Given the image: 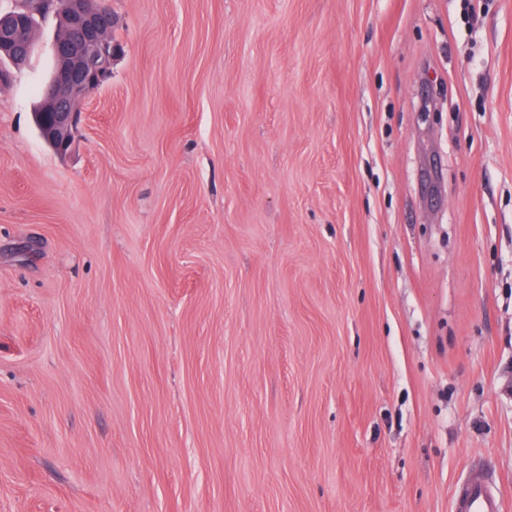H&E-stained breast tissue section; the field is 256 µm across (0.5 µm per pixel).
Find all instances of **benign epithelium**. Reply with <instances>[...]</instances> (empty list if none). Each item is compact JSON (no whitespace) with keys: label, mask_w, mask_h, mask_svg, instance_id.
I'll use <instances>...</instances> for the list:
<instances>
[{"label":"benign epithelium","mask_w":512,"mask_h":512,"mask_svg":"<svg viewBox=\"0 0 512 512\" xmlns=\"http://www.w3.org/2000/svg\"><path fill=\"white\" fill-rule=\"evenodd\" d=\"M44 3L48 5L44 12L62 17L67 35L55 41V73L42 91L45 111L35 118L42 139L63 155L81 118L79 102L111 77L112 63L122 48L110 34V10L90 13L85 0H19L15 9L0 14V57L12 66L21 68L28 62L33 43L25 40L23 26L32 15L44 13L36 9Z\"/></svg>","instance_id":"obj_1"}]
</instances>
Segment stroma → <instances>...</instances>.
I'll return each instance as SVG.
<instances>
[{
  "label": "stroma",
  "mask_w": 512,
  "mask_h": 512,
  "mask_svg": "<svg viewBox=\"0 0 512 512\" xmlns=\"http://www.w3.org/2000/svg\"><path fill=\"white\" fill-rule=\"evenodd\" d=\"M112 14L67 155L0 83V512H512V0ZM501 492L478 474H471L454 491L453 512H500Z\"/></svg>",
  "instance_id": "stroma-1"
}]
</instances>
